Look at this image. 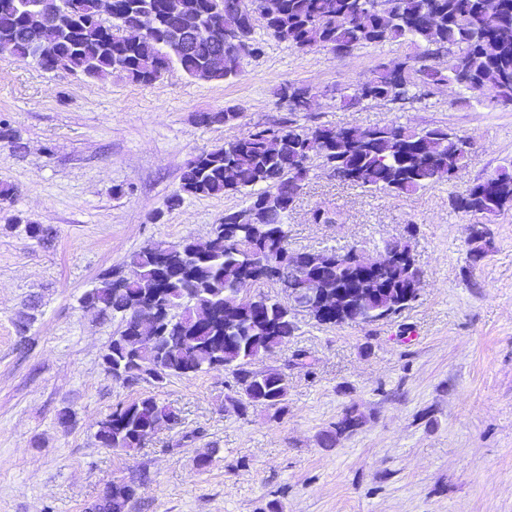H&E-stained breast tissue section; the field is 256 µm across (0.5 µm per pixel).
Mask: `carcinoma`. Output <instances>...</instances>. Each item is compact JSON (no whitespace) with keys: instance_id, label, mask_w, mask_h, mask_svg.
Listing matches in <instances>:
<instances>
[{"instance_id":"carcinoma-1","label":"carcinoma","mask_w":512,"mask_h":512,"mask_svg":"<svg viewBox=\"0 0 512 512\" xmlns=\"http://www.w3.org/2000/svg\"><path fill=\"white\" fill-rule=\"evenodd\" d=\"M166 0H113L112 18H97L99 0H0V42L13 43V55L45 71L65 70L99 80L119 73L149 85L172 67L188 77L223 82L239 74L244 56L258 52L256 26L300 50L326 49L336 55L385 42L421 50L393 65L377 64L372 76L340 93L344 106L366 100L406 103L416 90L466 84L478 105L512 107V0H196L197 12L180 24L144 35L129 32L134 14L163 12ZM448 64H426L437 56ZM304 97L306 112L315 92L285 83L278 92ZM239 113L227 107L200 112L202 125L230 124ZM472 140L446 128L409 130L387 124L362 130L319 126L307 130L290 120L259 128L191 159L167 209L184 197H217L243 192L249 204L224 212L212 225L207 244L186 239L156 243L129 256L134 276L110 271L98 278L83 306L119 319L121 330L102 356L105 372L129 386L161 385L172 376H190L215 366L232 371L237 388L224 396L239 415L261 404L279 412L288 396V375L278 369L254 370L253 360L288 342L297 329L288 302L263 296L264 317L254 320L247 292L266 280L298 281L282 257L289 253L284 220L308 180L313 157L334 175L370 191L409 194L446 178L453 180L468 162ZM455 210L483 217L512 207V163L449 196ZM472 237L468 260L485 257ZM391 257L377 283L368 286L372 306L347 308L344 320L391 318L418 295L423 277L410 245L386 244ZM322 264V291L331 295L357 275L354 250L329 251ZM151 324H141L145 313ZM177 419L152 396L121 404L98 423L97 442L130 454L164 422ZM140 484L112 483L91 512H127Z\"/></svg>"}]
</instances>
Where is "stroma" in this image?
I'll use <instances>...</instances> for the list:
<instances>
[{
	"label": "stroma",
	"mask_w": 512,
	"mask_h": 512,
	"mask_svg": "<svg viewBox=\"0 0 512 512\" xmlns=\"http://www.w3.org/2000/svg\"><path fill=\"white\" fill-rule=\"evenodd\" d=\"M256 36L261 52L225 83L177 67L150 85L117 75L87 82L0 52V119L23 143L0 140V183L17 190L0 216V512H89L132 477L144 483L128 512H512V209L484 220L449 204L512 162V110L460 101L450 85L413 103L345 107L340 91L415 48L338 56ZM288 81L315 89L308 111L289 113L279 100ZM227 106L240 114L232 124L195 120ZM287 117L309 129L393 122L472 137L455 180L399 197L342 181L312 158L288 213L292 252L354 248L377 259L386 243L410 242L424 271L416 300L371 324L297 313L288 342L254 363L288 373L277 415L225 408L235 379L221 367L159 388L113 380L102 356L120 323L83 308L82 296L147 244L207 241L246 197H188L167 210L184 166ZM319 208L332 223H312ZM9 214L48 228L49 241L8 228ZM477 223L486 256L473 266L467 227ZM147 395L177 421L131 456L99 445V421ZM351 413L358 427L338 432ZM206 451L213 461L202 470Z\"/></svg>",
	"instance_id": "1"
}]
</instances>
